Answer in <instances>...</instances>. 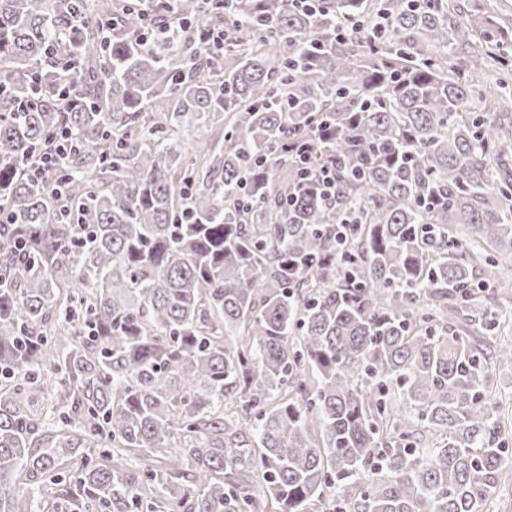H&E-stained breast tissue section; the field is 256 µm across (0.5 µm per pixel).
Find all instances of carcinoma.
Masks as SVG:
<instances>
[{
  "label": "carcinoma",
  "instance_id": "1",
  "mask_svg": "<svg viewBox=\"0 0 512 512\" xmlns=\"http://www.w3.org/2000/svg\"><path fill=\"white\" fill-rule=\"evenodd\" d=\"M505 103L486 0H0V512H482ZM218 129H219V127L215 126V127L209 128V129L200 127L198 129L193 128V129L186 130L183 133V136H184L183 143H184V146H185L188 156H192V153L195 151L196 146L198 144H200L202 141H208L210 144V143H213L214 140H216L215 147L217 149L218 148L222 149V145H223L222 132H221V134H219V136L221 137V140H218L217 139ZM212 131H214L213 134H212Z\"/></svg>",
  "mask_w": 512,
  "mask_h": 512
}]
</instances>
